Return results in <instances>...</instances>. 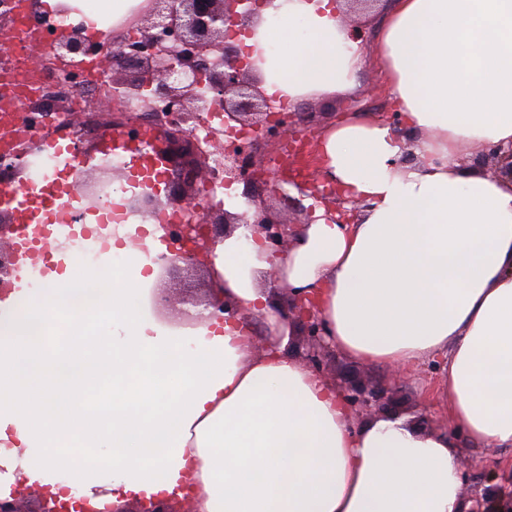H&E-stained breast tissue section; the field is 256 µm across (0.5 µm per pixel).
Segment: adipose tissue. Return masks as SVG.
I'll return each mask as SVG.
<instances>
[{
    "mask_svg": "<svg viewBox=\"0 0 512 512\" xmlns=\"http://www.w3.org/2000/svg\"><path fill=\"white\" fill-rule=\"evenodd\" d=\"M69 2L100 38L142 0ZM386 18L374 52L408 137L353 112L319 139L325 177L360 202L353 223L317 203L282 256L240 227L212 257L267 349L243 321L153 319L166 247L143 223L140 243L19 292L0 316V494L20 467L99 508L189 476L198 512H466L454 432L512 447V185L463 161L512 145V0H392ZM244 43L264 57L266 94L293 104L349 92L365 64L337 0H275ZM407 151L419 162L404 169ZM282 288L317 295L331 342L362 362H445L450 429L356 420L289 350Z\"/></svg>",
    "mask_w": 512,
    "mask_h": 512,
    "instance_id": "adipose-tissue-1",
    "label": "adipose tissue"
}]
</instances>
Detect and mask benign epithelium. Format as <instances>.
<instances>
[{
	"instance_id": "1",
	"label": "benign epithelium",
	"mask_w": 512,
	"mask_h": 512,
	"mask_svg": "<svg viewBox=\"0 0 512 512\" xmlns=\"http://www.w3.org/2000/svg\"><path fill=\"white\" fill-rule=\"evenodd\" d=\"M269 0H151L148 14L137 24V40L133 43L121 37L115 42L98 43L87 39L84 27L69 28L63 40H43L39 43L40 57L52 61L56 69L74 74L89 58L103 64L102 74L111 87L108 103L115 112L112 134L119 138L136 136L135 117L126 109L143 99L142 91L166 104L164 118L157 126L159 149L167 161L164 173L166 200L158 191L146 187L129 199L132 211L145 215L155 210L173 208L186 210L190 222L176 228L183 248L172 258L161 256L170 270L201 277L198 288L187 296H178L177 289L166 288L159 296L165 307L191 304L202 308L205 319L228 314L257 321L243 309L224 303L219 296L209 257L217 243L237 225L252 228L275 254L288 249L290 230L295 224L309 223V210L297 204L292 221L281 213L276 201L288 202L284 193L283 172L265 165L260 146H271L290 135L302 136L311 147H317L314 132L292 128L290 116L275 119L269 112V98L261 88L262 77L255 61L243 54L236 40L227 36L251 35L262 5ZM218 57L222 66H210ZM207 85L208 92L201 91ZM222 117L224 131L236 133V138L207 140L213 151L202 149L192 129L204 116ZM224 160V183L243 184L245 209L232 212L215 209L197 197L199 182L218 177L217 170L208 164L210 156ZM494 166L495 176L512 183V145L493 146L477 154L473 165ZM75 182L86 201L85 209L94 211L101 203L100 188L110 182L104 171L94 181L86 180V169L75 171ZM301 193L320 200L333 210L341 209L343 201L336 189L327 182L322 167H308V178L298 184ZM288 317L297 322V335L305 348L301 359L311 368L324 371L328 363L330 343L311 299H294L288 290H281ZM351 410L384 411L392 406L394 395L378 384L354 381L343 392ZM70 504L51 495L48 488L20 477L11 493L0 497V512H63ZM109 512H195L192 497L170 500H141L136 508H109Z\"/></svg>"
}]
</instances>
